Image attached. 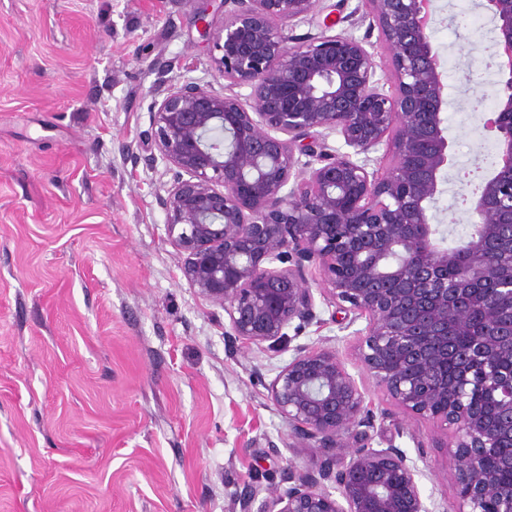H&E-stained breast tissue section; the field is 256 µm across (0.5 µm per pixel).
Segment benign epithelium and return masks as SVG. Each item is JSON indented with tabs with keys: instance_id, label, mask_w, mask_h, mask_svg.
I'll list each match as a JSON object with an SVG mask.
<instances>
[{
	"instance_id": "benign-epithelium-1",
	"label": "benign epithelium",
	"mask_w": 512,
	"mask_h": 512,
	"mask_svg": "<svg viewBox=\"0 0 512 512\" xmlns=\"http://www.w3.org/2000/svg\"><path fill=\"white\" fill-rule=\"evenodd\" d=\"M366 2L390 54V95L361 40L323 33L286 44L283 26L305 21L314 0H224L233 8L214 34L201 14L215 65L250 93L216 94L189 77L161 90L151 137L173 172L159 199L168 240L191 287L224 308V335L269 349L292 322L316 318L304 269L318 267L334 299L368 320L363 369L405 411L452 429V512H512V485L485 465L496 457L512 467L503 447L512 442V311L480 326L472 304L492 282L512 294V0H488L498 80L484 129L495 155L471 231L453 248L428 216L453 163L433 0ZM331 133L353 153L330 150ZM383 143L390 159L372 168L369 153ZM301 155L318 162L307 178L296 171ZM450 329L470 332L469 342L449 346ZM448 361L455 375L439 382ZM482 390L498 399L495 424L472 402ZM270 392L293 439L333 454L315 471L287 465L288 485L261 500L246 485L243 512H432L401 449L373 448L359 432L336 458L339 436L373 422L336 352L299 351Z\"/></svg>"
}]
</instances>
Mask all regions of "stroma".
<instances>
[{
	"label": "stroma",
	"mask_w": 512,
	"mask_h": 512,
	"mask_svg": "<svg viewBox=\"0 0 512 512\" xmlns=\"http://www.w3.org/2000/svg\"><path fill=\"white\" fill-rule=\"evenodd\" d=\"M432 44L455 165L431 205L446 246L490 168L494 42L472 0H437ZM222 0H0V512H241L244 484L281 482L324 452L290 439L269 385L298 350L328 348L375 415V448L422 472L430 512L455 506L451 431L398 407L359 363L367 321L307 267L316 317L277 350L224 334V310L181 272L158 199L172 174L150 137L160 80L230 93L202 34ZM333 33L389 54L365 0H316L288 45Z\"/></svg>",
	"instance_id": "35a3bbf8"
}]
</instances>
